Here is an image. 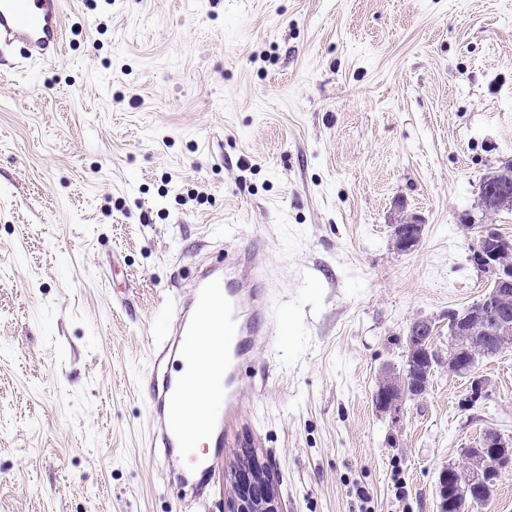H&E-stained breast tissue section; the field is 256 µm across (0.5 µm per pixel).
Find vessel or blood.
I'll return each mask as SVG.
<instances>
[{
	"label": "vessel or blood",
	"mask_w": 512,
	"mask_h": 512,
	"mask_svg": "<svg viewBox=\"0 0 512 512\" xmlns=\"http://www.w3.org/2000/svg\"><path fill=\"white\" fill-rule=\"evenodd\" d=\"M63 0H0V60L48 63L66 40ZM265 273L246 249H229L218 264L202 268L188 299L173 315L165 339L155 354L156 367L170 362L200 364L207 337L223 340V366L203 381L211 395L207 417L194 426L183 423L179 393L186 376L164 372L152 390V430L149 453L164 464L178 457L214 480L221 459L226 428L234 419L247 388L241 368L254 341L268 335L273 324ZM209 451L197 456L198 438Z\"/></svg>",
	"instance_id": "b4317fda"
}]
</instances>
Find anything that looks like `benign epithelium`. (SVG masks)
<instances>
[{"label": "benign epithelium", "mask_w": 512, "mask_h": 512, "mask_svg": "<svg viewBox=\"0 0 512 512\" xmlns=\"http://www.w3.org/2000/svg\"><path fill=\"white\" fill-rule=\"evenodd\" d=\"M478 227L477 243L472 249L471 261L482 272L490 275L494 289L484 297L474 310L448 311V355L440 356V363L453 373L458 370V356L461 346L482 327H490L501 336L503 347L512 346V319L508 306L512 305V249L497 245L491 236V226ZM396 246L401 250L414 248L421 240L424 225L416 215L404 218L392 225ZM432 328L425 317L416 318L409 329L411 344L406 357L413 358L416 342ZM405 380L394 369L386 367L381 372L380 384L385 388L402 389ZM488 381L476 374L470 377L469 393L464 404L471 405L486 394ZM405 397L382 398L380 412L391 415L393 422L400 421ZM512 468V445L497 432L484 433L481 445L466 457L463 467L448 466L440 471L439 495L443 509L457 508V512H468L481 499L468 497L459 499L460 494L474 488L489 492L501 474ZM235 493L227 502L225 512H280L279 492L275 483L261 469V464L249 460L240 464L234 472Z\"/></svg>", "instance_id": "7a95c632"}]
</instances>
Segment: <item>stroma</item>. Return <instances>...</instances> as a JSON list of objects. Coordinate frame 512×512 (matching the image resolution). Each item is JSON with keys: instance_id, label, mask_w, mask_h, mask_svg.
I'll list each match as a JSON object with an SVG mask.
<instances>
[{"instance_id": "obj_1", "label": "stroma", "mask_w": 512, "mask_h": 512, "mask_svg": "<svg viewBox=\"0 0 512 512\" xmlns=\"http://www.w3.org/2000/svg\"><path fill=\"white\" fill-rule=\"evenodd\" d=\"M55 62L0 74V512H224L240 440L281 512H439V471L512 442V348L372 398L414 318L482 299L478 203L512 160V0H64ZM425 229L399 250L400 211ZM247 248L278 342L204 498L148 453V355L196 267ZM379 379L380 384L383 386V390H385V388L387 387L389 388L390 391H392L393 388H397L400 390V397H396L397 392L392 391L391 395L395 398H386L385 396H383L380 405L379 400L382 391H380V389H377L375 394L376 407L379 405L380 412L391 415L392 422L397 423L400 421V413L406 401L405 397H403V395L401 394L402 387L406 380H404L396 370L389 367L383 369Z\"/></svg>"}]
</instances>
